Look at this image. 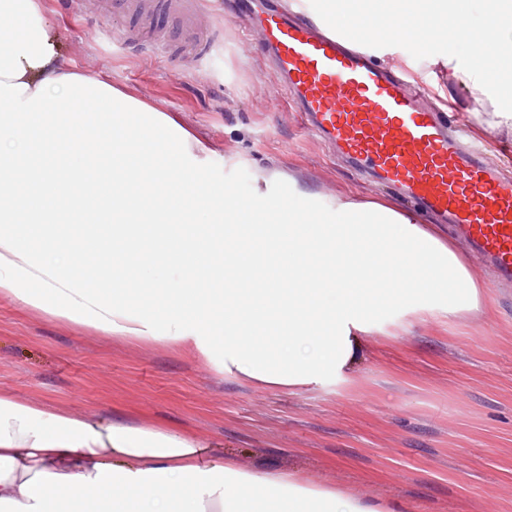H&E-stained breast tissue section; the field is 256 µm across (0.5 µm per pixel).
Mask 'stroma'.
Instances as JSON below:
<instances>
[{
	"instance_id": "1",
	"label": "stroma",
	"mask_w": 512,
	"mask_h": 512,
	"mask_svg": "<svg viewBox=\"0 0 512 512\" xmlns=\"http://www.w3.org/2000/svg\"><path fill=\"white\" fill-rule=\"evenodd\" d=\"M49 0L55 41L77 69L104 74L114 86L178 117L209 149L198 175L250 195L261 174L293 176L308 196L296 217L334 221L324 194L394 199L332 155L282 89L265 46L220 13L208 17L216 40L199 61L175 65L160 46L125 44L127 19ZM467 38H412L372 46L373 56L424 84L438 82L450 116L467 122L489 157L512 174V129L491 125L493 106L456 78L448 58L470 55ZM50 208L34 236L66 240L91 288L116 285L112 222L88 204ZM191 212L144 228L130 245L129 270L166 267L165 241L201 234ZM494 301L492 314L448 324L409 322L391 306L374 315L354 386L271 390L222 377L197 355L152 344L113 341L23 308L0 296V392L75 415L152 424L207 441L245 469L299 470L330 477L350 494L399 512H512V286L475 263Z\"/></svg>"
}]
</instances>
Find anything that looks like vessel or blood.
Here are the masks:
<instances>
[{"label": "vessel or blood", "instance_id": "1", "mask_svg": "<svg viewBox=\"0 0 512 512\" xmlns=\"http://www.w3.org/2000/svg\"><path fill=\"white\" fill-rule=\"evenodd\" d=\"M212 7L211 0H98L100 11L129 17L135 33L157 43L175 23L182 52L197 56L213 41L203 22ZM252 30L272 47L283 90L340 155L454 225L501 280L512 281V178L480 144L449 134L436 100L422 101L336 31H313L275 10L255 14Z\"/></svg>", "mask_w": 512, "mask_h": 512}]
</instances>
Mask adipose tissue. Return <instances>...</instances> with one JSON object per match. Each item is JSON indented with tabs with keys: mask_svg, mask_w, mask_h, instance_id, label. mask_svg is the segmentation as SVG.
Wrapping results in <instances>:
<instances>
[{
	"mask_svg": "<svg viewBox=\"0 0 512 512\" xmlns=\"http://www.w3.org/2000/svg\"><path fill=\"white\" fill-rule=\"evenodd\" d=\"M498 45L473 50L457 65L463 84L485 89L491 76L512 91V0H492ZM385 18L401 15L408 29L449 35L461 16L460 0H374ZM45 0H0V296L63 323L108 337L196 352L218 373L272 388H316L352 383L373 312L394 305L417 322L439 324L488 313L490 301L469 256L436 225L388 201L355 202L333 195L332 224L309 218L285 222L290 197L259 191L241 197L227 184L200 180L195 170L202 143L172 118L101 79L76 71L60 53L46 18ZM74 111L53 115L59 95ZM93 103L94 111H77ZM106 137L122 157L92 187L93 198L122 216L115 240H139L142 216L168 219L194 210L211 218V235L167 240L176 277L161 304L112 300L111 288L92 289L73 276L65 251L48 239L33 242L14 228L16 212L37 222L56 198H66L92 167L81 148ZM154 143L171 152L145 162ZM224 244V268L247 288L187 285L193 253ZM377 263L378 279L358 274ZM224 308L225 333L274 330L286 336L287 361L270 365L259 347L225 344L196 320V309ZM330 326L316 342L311 325ZM276 502L277 512H393L391 506L353 497L330 480L299 471L247 470L215 448L175 430L106 421L39 402L23 404L0 393V512H47L59 491L104 494L107 506L130 502L135 512H254L253 489Z\"/></svg>",
	"mask_w": 512,
	"mask_h": 512,
	"instance_id": "obj_1",
	"label": "adipose tissue"
}]
</instances>
